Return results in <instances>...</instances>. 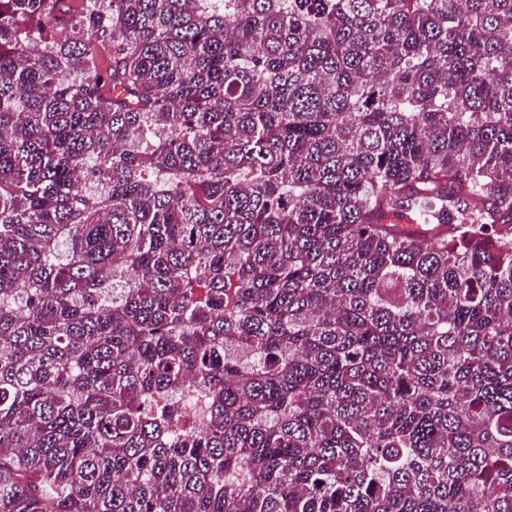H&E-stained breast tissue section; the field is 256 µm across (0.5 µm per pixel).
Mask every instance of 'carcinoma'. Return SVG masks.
Returning a JSON list of instances; mask_svg holds the SVG:
<instances>
[{
    "mask_svg": "<svg viewBox=\"0 0 512 512\" xmlns=\"http://www.w3.org/2000/svg\"><path fill=\"white\" fill-rule=\"evenodd\" d=\"M0 512H512V0H0Z\"/></svg>",
    "mask_w": 512,
    "mask_h": 512,
    "instance_id": "1",
    "label": "carcinoma"
}]
</instances>
